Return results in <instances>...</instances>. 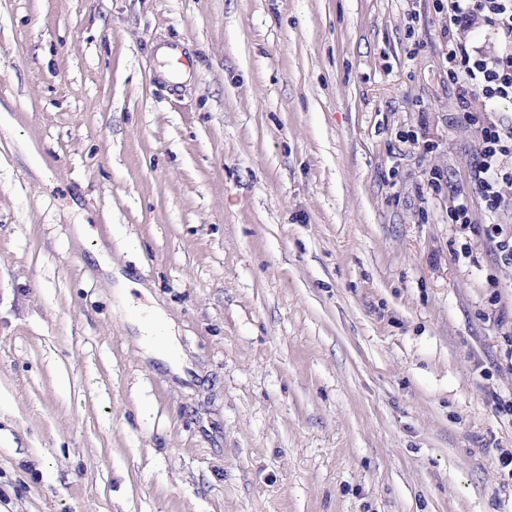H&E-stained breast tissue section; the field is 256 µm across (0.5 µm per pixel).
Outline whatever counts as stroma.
<instances>
[{
    "label": "stroma",
    "mask_w": 512,
    "mask_h": 512,
    "mask_svg": "<svg viewBox=\"0 0 512 512\" xmlns=\"http://www.w3.org/2000/svg\"><path fill=\"white\" fill-rule=\"evenodd\" d=\"M447 26L432 0H0V512H512V269L448 215L477 132ZM132 284L119 275V284L114 288V298L123 312H128L130 321L139 329L140 343L147 354L154 356L181 372L179 347L173 327L167 322L163 313L157 308L141 307L129 309L128 289Z\"/></svg>",
    "instance_id": "1"
}]
</instances>
